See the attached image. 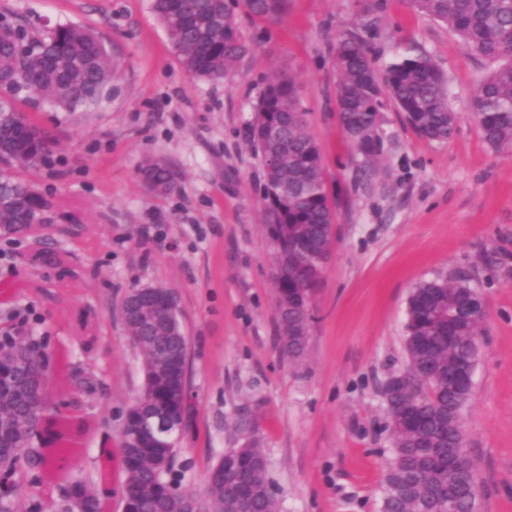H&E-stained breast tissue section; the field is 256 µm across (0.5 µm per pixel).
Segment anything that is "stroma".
<instances>
[{
    "label": "stroma",
    "instance_id": "stroma-1",
    "mask_svg": "<svg viewBox=\"0 0 512 512\" xmlns=\"http://www.w3.org/2000/svg\"><path fill=\"white\" fill-rule=\"evenodd\" d=\"M290 0L287 14H239L252 55L218 82L189 77L152 0H0V21L43 35L95 31L115 64L114 90L64 112L41 96L17 108L53 137L29 179L66 236L0 238V343L35 342L48 401L71 442L25 470L19 502L57 512L68 478L94 482L104 512H124L122 418L141 389L140 356L119 314L142 286L176 289L189 339L191 414L180 441V487L199 491L250 407L281 512H380L391 458L381 394L406 366V303L419 282L466 273L486 301L474 389L463 423L481 512H512V150L486 143L470 108L493 68L409 0ZM365 36L377 67L425 54L448 80L457 130L428 142L393 105L380 114L376 173L345 138L331 68L337 35ZM294 77L335 205L333 244L296 361L281 354L264 228L263 165L245 127L268 80ZM177 175L157 193L150 163ZM496 252L507 269L487 267ZM91 375L94 391L74 376Z\"/></svg>",
    "mask_w": 512,
    "mask_h": 512
}]
</instances>
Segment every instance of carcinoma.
<instances>
[{
  "label": "carcinoma",
  "mask_w": 512,
  "mask_h": 512,
  "mask_svg": "<svg viewBox=\"0 0 512 512\" xmlns=\"http://www.w3.org/2000/svg\"><path fill=\"white\" fill-rule=\"evenodd\" d=\"M412 5L422 15L445 23L471 53L496 64L476 87L471 107L485 141L497 149L512 150V0H412ZM152 9L182 68L194 78L218 81L236 71L249 55L238 12L260 20L279 19L288 11V0H153ZM332 68L339 123L357 153L372 158L379 154L380 142L372 130L388 101L419 137L446 143L454 136L457 120L448 105L447 79L428 56H406L380 69L368 42L357 32L347 31L336 39ZM114 69L100 39L80 25L58 26L45 38L31 36L22 52L1 32L4 156L20 168L32 169L45 164L51 153L49 142L33 140L25 131L30 122L15 104L21 92L44 95L56 106L76 112L106 97ZM283 112L288 113V121L282 140L267 139L265 127ZM247 135L261 155L288 147L278 175L264 173L265 187L288 184V198L279 202L280 222L265 219L271 240L286 247L302 239L330 248L334 212L320 148L307 130L295 78L279 74L269 81L253 107ZM0 196L24 201L0 211V224H30L34 206L47 205L30 183L9 172L0 174ZM319 281V273L303 256L277 271L276 310L286 341L282 352L291 360L302 356L308 338L289 332L305 325L307 312L300 305L314 295ZM482 301L469 276L458 272L423 281L408 297L404 339L408 378L398 373L385 381L399 409L387 411L393 448L382 512H481L476 468L463 427V411L473 392L481 323L463 317L461 307ZM127 330L139 352L143 374L141 395L129 407L133 421L145 422L162 411L179 413L181 390L189 386L188 361L184 358L179 367L169 370L160 360L183 335L179 315L166 316L156 326L132 322ZM3 413L16 420L17 440L28 441V406L3 393ZM236 426L246 441L224 452L200 493L165 491L168 485H178L176 431L153 428L128 439L123 449L126 512H189L195 505L205 512H280L259 448L256 415L242 408ZM36 436L51 446L65 432L54 416L46 414Z\"/></svg>",
  "instance_id": "obj_1"
}]
</instances>
